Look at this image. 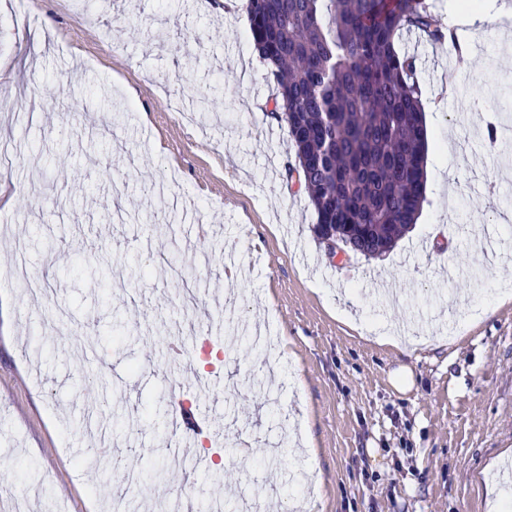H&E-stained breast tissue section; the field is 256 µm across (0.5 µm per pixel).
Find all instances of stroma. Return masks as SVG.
I'll list each match as a JSON object with an SVG mask.
<instances>
[{
  "mask_svg": "<svg viewBox=\"0 0 512 512\" xmlns=\"http://www.w3.org/2000/svg\"><path fill=\"white\" fill-rule=\"evenodd\" d=\"M246 3L0 0V100L23 103L0 111L17 153L0 167V512H177L201 479L211 504L255 490L264 512H492L500 497L483 474L512 451V184L485 192L508 158L485 130L512 126V0H496L508 23L469 35L466 66L399 36L419 58L427 200L393 251L337 261L284 176L286 125L254 106L268 80ZM20 243L49 295L8 279ZM228 252L253 271L225 278ZM172 261L200 300L187 334L212 319L235 339L217 371L189 373L219 388V416L197 390L169 397ZM413 320L426 327L411 338L456 344L406 357L377 343ZM185 409L251 434L247 459L231 444L218 462L196 446L172 457ZM91 451L111 468L89 469ZM147 460L173 482H144Z\"/></svg>",
  "mask_w": 512,
  "mask_h": 512,
  "instance_id": "1",
  "label": "stroma"
}]
</instances>
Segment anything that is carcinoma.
Wrapping results in <instances>:
<instances>
[{
	"instance_id": "obj_1",
	"label": "carcinoma",
	"mask_w": 512,
	"mask_h": 512,
	"mask_svg": "<svg viewBox=\"0 0 512 512\" xmlns=\"http://www.w3.org/2000/svg\"><path fill=\"white\" fill-rule=\"evenodd\" d=\"M256 51L274 82L296 163L288 180L313 206L314 234L366 258L389 252L426 201L422 90L404 31L445 33L429 0H247Z\"/></svg>"
}]
</instances>
